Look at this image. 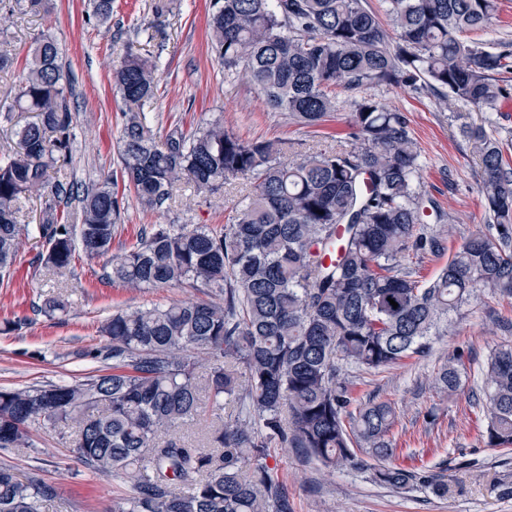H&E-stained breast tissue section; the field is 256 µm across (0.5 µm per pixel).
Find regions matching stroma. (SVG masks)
<instances>
[{
    "instance_id": "35a3bbf8",
    "label": "stroma",
    "mask_w": 512,
    "mask_h": 512,
    "mask_svg": "<svg viewBox=\"0 0 512 512\" xmlns=\"http://www.w3.org/2000/svg\"><path fill=\"white\" fill-rule=\"evenodd\" d=\"M168 9L155 16L156 2ZM210 0H115L112 21L97 24L87 16V0H48L37 14L8 17L0 4V25L8 29L13 68L0 71V104L15 96L34 37L51 33L60 47V63L70 77V107L75 115L72 161L65 169L73 186L119 173V138L124 103L111 76L113 64L127 52L152 56L158 63L157 90L143 110L155 133L172 126L190 130L220 117L240 139L285 143L304 152L325 143L314 129L290 123L267 107L247 78L224 79L210 51ZM390 108L409 119L419 149L418 185L451 218L433 225L446 238V254H410L405 265L420 283H428L457 249L476 232H488L480 191L482 169L463 125L490 126L512 144V109L478 110L454 106L433 92L404 86L374 90ZM246 178L224 184L208 197L193 183L177 186L162 209L145 212L125 196L113 253L135 243L151 224H225L242 197ZM47 246L39 235L23 236L21 259L10 278L0 282V388L66 384L98 373L103 364L93 352L105 338L100 328L119 309L166 305L179 300H212L209 288L129 289L105 281V258L76 255L72 272L61 278L44 266ZM68 296V313L48 317L37 312L44 299ZM21 321L16 330L8 321ZM453 335L434 337L430 350L378 374L354 367L345 373L358 398L374 397L396 409L392 465L443 474L447 496L424 486L389 489L373 484L360 471L327 472L299 448L273 449L268 460L288 489L292 512H512V448H490L482 439L488 390L483 367L491 350L512 341V294L482 292L478 301L453 318ZM465 363L463 388L448 396L433 377L454 354ZM32 447L0 449V464L19 476L39 475L55 490L44 512H112L129 488L112 475H96L75 457L72 430L32 427Z\"/></svg>"
}]
</instances>
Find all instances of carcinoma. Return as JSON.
<instances>
[{"label": "carcinoma", "mask_w": 512, "mask_h": 512, "mask_svg": "<svg viewBox=\"0 0 512 512\" xmlns=\"http://www.w3.org/2000/svg\"><path fill=\"white\" fill-rule=\"evenodd\" d=\"M44 0H11V14ZM398 33L387 30L366 0H212L208 30L224 78L243 72L267 106L295 123L320 128L351 101L347 144L283 160L285 147L244 141L220 118L191 133H154L144 104L155 95L157 66L126 54L112 80L125 103L120 173L144 211L160 209L182 178L202 194L250 174L246 200L230 222L153 224L121 254L109 255L121 218L116 183L107 176L82 189L79 210L58 215L72 186L49 179L71 158L70 85L53 36L36 37L18 92L0 112L15 123L18 150L0 155V278L10 273L29 225L26 202L46 199L37 225L45 264L62 275L74 255L109 256L104 277L129 288H212L217 301L117 311L102 326L98 354L112 372L62 385L0 388V448H30L29 427L75 428L76 458L92 473H112L130 496L113 512H292L271 448H301L330 472L366 471L371 482L404 489L418 482L448 494L443 477L385 464L395 453V414L387 402L358 400L340 364L379 371L430 348L440 325L483 288L512 293V160L484 127L469 128L483 169L486 223L448 257L427 285L401 267L409 252L441 255L439 236L424 233L439 204L417 189L418 146L402 112L366 93L373 86L441 90L453 103L493 107L507 94L494 74L509 68L512 44L491 52L466 41L499 22V0H383ZM105 24L112 0H89ZM336 258L326 261L325 255ZM396 305H391L390 301ZM69 300L47 298L52 317ZM460 358L437 373L455 392ZM488 417L482 437L512 447V344L493 352L485 372ZM232 399L254 418L224 419ZM211 417L210 446L187 445L176 431ZM374 463H369V460ZM53 488L0 467V512H42Z\"/></svg>", "instance_id": "obj_1"}]
</instances>
